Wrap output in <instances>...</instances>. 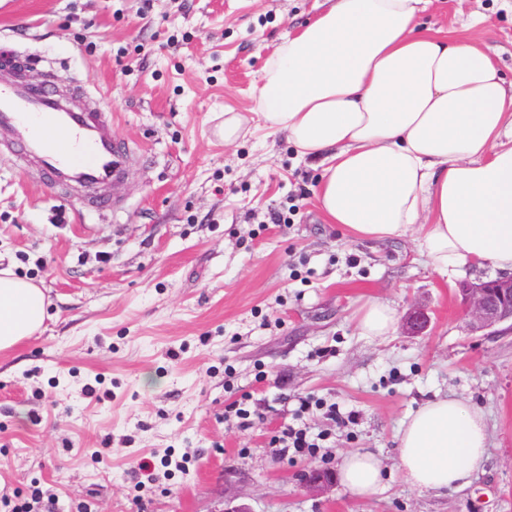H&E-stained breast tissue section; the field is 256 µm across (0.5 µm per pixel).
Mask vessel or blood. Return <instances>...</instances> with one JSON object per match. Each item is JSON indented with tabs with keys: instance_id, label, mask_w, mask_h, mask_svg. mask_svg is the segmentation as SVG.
I'll return each instance as SVG.
<instances>
[{
	"instance_id": "1",
	"label": "vessel or blood",
	"mask_w": 512,
	"mask_h": 512,
	"mask_svg": "<svg viewBox=\"0 0 512 512\" xmlns=\"http://www.w3.org/2000/svg\"><path fill=\"white\" fill-rule=\"evenodd\" d=\"M0 146L37 167L47 181L90 189V209L110 207L106 190L126 174V150L99 100L81 103L56 89L3 77Z\"/></svg>"
}]
</instances>
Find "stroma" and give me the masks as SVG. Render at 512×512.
I'll return each instance as SVG.
<instances>
[{
    "instance_id": "stroma-1",
    "label": "stroma",
    "mask_w": 512,
    "mask_h": 512,
    "mask_svg": "<svg viewBox=\"0 0 512 512\" xmlns=\"http://www.w3.org/2000/svg\"><path fill=\"white\" fill-rule=\"evenodd\" d=\"M332 3L0 0V44L34 82L101 99L129 147L110 215L0 152V268L48 301L42 332L0 352V495L35 486L55 512H134L137 495L148 512H512V330H470L456 293L497 268L443 275L411 239L347 236L318 207L317 161L256 112L266 59ZM421 21L512 79V0H433ZM228 110L247 119L232 145ZM375 298L398 314L383 339L357 327ZM447 394L481 407L488 459L463 490L421 491L396 435ZM305 397L354 419L306 415L328 438L292 457L273 438ZM354 451L386 465L373 497L298 484Z\"/></svg>"
}]
</instances>
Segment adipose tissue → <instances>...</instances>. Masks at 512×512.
I'll list each match as a JSON object with an SVG mask.
<instances>
[{"mask_svg": "<svg viewBox=\"0 0 512 512\" xmlns=\"http://www.w3.org/2000/svg\"><path fill=\"white\" fill-rule=\"evenodd\" d=\"M429 0H335L277 46L257 111L301 157L320 160L328 223L363 239L413 237L442 273L512 270V82L487 48L423 27ZM45 295L0 269V351L39 332ZM398 469L419 490L458 491L482 471L483 412L459 397L420 406L398 437ZM383 464L347 454L342 486L368 498Z\"/></svg>", "mask_w": 512, "mask_h": 512, "instance_id": "adipose-tissue-1", "label": "adipose tissue"}]
</instances>
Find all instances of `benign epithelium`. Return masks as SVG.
<instances>
[{"mask_svg": "<svg viewBox=\"0 0 512 512\" xmlns=\"http://www.w3.org/2000/svg\"><path fill=\"white\" fill-rule=\"evenodd\" d=\"M457 292L471 330H491L501 324H512L511 275L477 282L464 280L458 283ZM297 479L302 487L320 493L328 491L332 484L331 475L315 467L300 470Z\"/></svg>", "mask_w": 512, "mask_h": 512, "instance_id": "1", "label": "benign epithelium"}]
</instances>
